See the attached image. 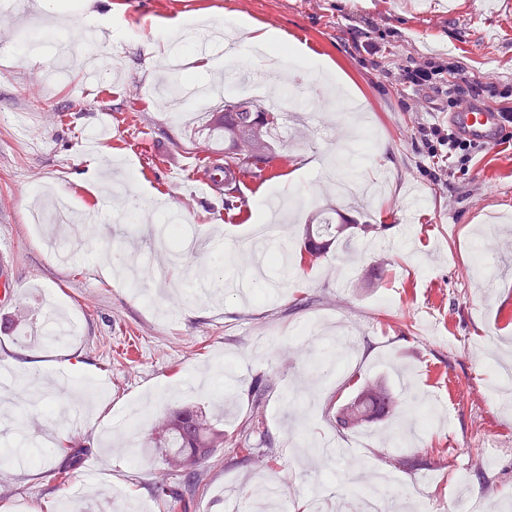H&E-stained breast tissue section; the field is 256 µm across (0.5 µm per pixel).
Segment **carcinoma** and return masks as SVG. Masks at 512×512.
I'll list each match as a JSON object with an SVG mask.
<instances>
[{"label":"carcinoma","instance_id":"carcinoma-1","mask_svg":"<svg viewBox=\"0 0 512 512\" xmlns=\"http://www.w3.org/2000/svg\"><path fill=\"white\" fill-rule=\"evenodd\" d=\"M266 113L268 110L257 108L255 100L239 97L224 99V109L211 113L213 130L224 136V206L228 208L237 199L236 172L260 177L275 155L273 131L281 120V112H276L272 119ZM352 228V224H308L304 251L310 259L318 260L337 240L351 237ZM398 410L400 402L393 390L377 383L366 384L336 408V423L351 430ZM223 444L224 431L206 413L189 407L164 415L146 441V447L171 467L195 478L200 476L199 466L212 450ZM152 493L165 512H189L190 500L167 485H155Z\"/></svg>","mask_w":512,"mask_h":512}]
</instances>
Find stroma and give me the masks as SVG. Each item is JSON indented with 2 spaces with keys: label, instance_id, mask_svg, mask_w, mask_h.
Instances as JSON below:
<instances>
[{
  "label": "stroma",
  "instance_id": "stroma-1",
  "mask_svg": "<svg viewBox=\"0 0 512 512\" xmlns=\"http://www.w3.org/2000/svg\"><path fill=\"white\" fill-rule=\"evenodd\" d=\"M106 82L83 77L85 52L61 41L58 18L0 41V388L24 387L20 366L41 364L73 388L93 379L90 399L68 416L34 410L16 395L0 440L37 430L81 448L75 466L50 448L34 467L0 456V512H163L151 489L179 486L181 473L147 456L144 441L171 409L201 408L224 431L200 471L190 512H224V489L282 488L288 512H355L368 472L388 475L400 512H512V409L494 390L512 353V124L472 149L464 170L430 157L419 127L448 126L447 94L416 90L397 69L422 57L455 62L468 78L493 76L498 111L512 97V0H93ZM242 16L279 29L337 67L361 114L327 108V91L301 90L299 112L276 139L270 177L240 185L242 206L201 189L193 171L224 159V140L190 97L153 94L173 51L144 42L180 18L209 35L212 19ZM369 31L353 45L350 33ZM36 57L33 65L24 56ZM129 163L112 186L78 178L87 155ZM386 164L373 166L376 155ZM284 189L287 266L252 278L243 241L256 234L259 198ZM169 201L197 239L161 244L146 221L130 222L136 191ZM340 224H377L375 241L338 242L316 262L303 253L305 227L320 211ZM82 230L88 246L60 262L49 239ZM137 257V283L108 273L113 250ZM75 320L59 343L42 340L49 315ZM349 322V349L330 350L299 326ZM381 382L405 402L396 416L353 431L336 426L338 405ZM258 411L261 424L248 417ZM69 477H56L61 467Z\"/></svg>",
  "mask_w": 512,
  "mask_h": 512
}]
</instances>
